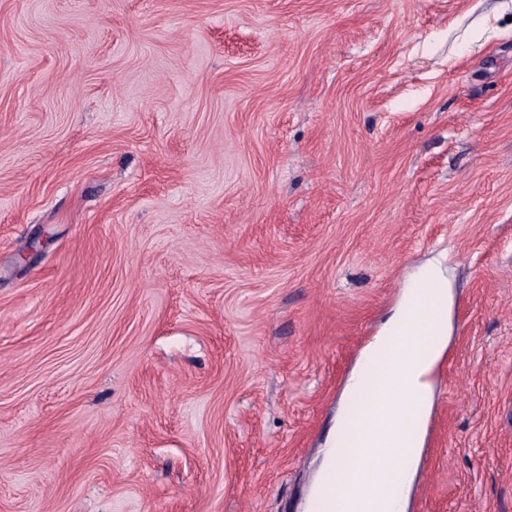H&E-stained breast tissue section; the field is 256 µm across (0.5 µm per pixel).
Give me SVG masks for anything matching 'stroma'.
<instances>
[{"instance_id":"1","label":"stroma","mask_w":512,"mask_h":512,"mask_svg":"<svg viewBox=\"0 0 512 512\" xmlns=\"http://www.w3.org/2000/svg\"><path fill=\"white\" fill-rule=\"evenodd\" d=\"M431 259L406 512H512V0H0V512H307Z\"/></svg>"}]
</instances>
